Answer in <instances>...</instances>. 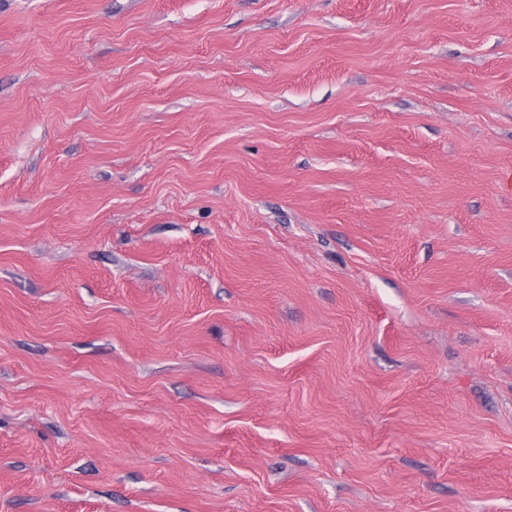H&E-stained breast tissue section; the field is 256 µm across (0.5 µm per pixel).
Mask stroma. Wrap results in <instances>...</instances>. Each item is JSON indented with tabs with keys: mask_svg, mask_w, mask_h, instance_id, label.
Returning a JSON list of instances; mask_svg holds the SVG:
<instances>
[{
	"mask_svg": "<svg viewBox=\"0 0 512 512\" xmlns=\"http://www.w3.org/2000/svg\"><path fill=\"white\" fill-rule=\"evenodd\" d=\"M512 0H0V512H512Z\"/></svg>",
	"mask_w": 512,
	"mask_h": 512,
	"instance_id": "obj_1",
	"label": "stroma"
}]
</instances>
